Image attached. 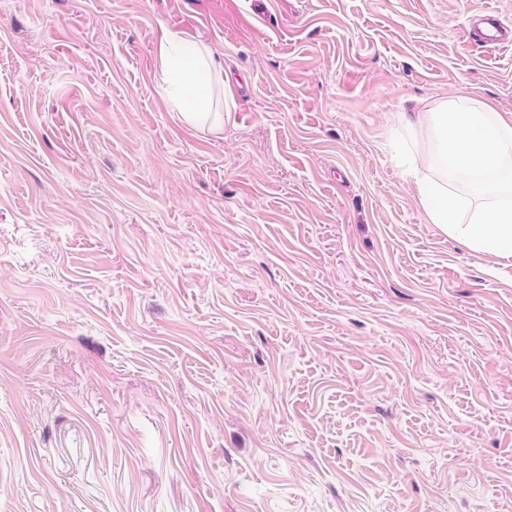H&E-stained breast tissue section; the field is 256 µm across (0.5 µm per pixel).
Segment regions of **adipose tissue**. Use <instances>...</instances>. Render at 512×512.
<instances>
[{
	"label": "adipose tissue",
	"mask_w": 512,
	"mask_h": 512,
	"mask_svg": "<svg viewBox=\"0 0 512 512\" xmlns=\"http://www.w3.org/2000/svg\"><path fill=\"white\" fill-rule=\"evenodd\" d=\"M158 73L186 124L222 128L213 89L224 66L209 46L176 36L157 49ZM391 151L428 223L477 255L512 257V119L482 100L453 94L399 113Z\"/></svg>",
	"instance_id": "obj_1"
}]
</instances>
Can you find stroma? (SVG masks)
<instances>
[{"mask_svg":"<svg viewBox=\"0 0 512 512\" xmlns=\"http://www.w3.org/2000/svg\"><path fill=\"white\" fill-rule=\"evenodd\" d=\"M512 0H0V512H512V267L385 142L512 116ZM224 56L222 132L154 77ZM484 15L488 17L491 25L484 34L483 42L491 46L512 42V26L510 24L505 22L494 12H485Z\"/></svg>","mask_w":512,"mask_h":512,"instance_id":"stroma-1","label":"stroma"}]
</instances>
